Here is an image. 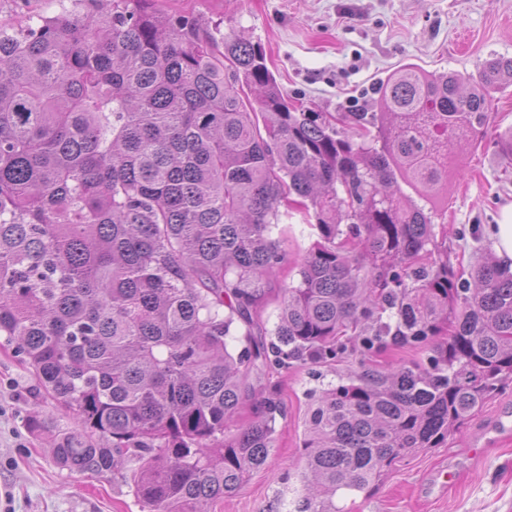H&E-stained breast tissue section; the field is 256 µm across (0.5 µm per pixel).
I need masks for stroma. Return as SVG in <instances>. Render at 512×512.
I'll list each match as a JSON object with an SVG mask.
<instances>
[{
	"instance_id": "35a3bbf8",
	"label": "stroma",
	"mask_w": 512,
	"mask_h": 512,
	"mask_svg": "<svg viewBox=\"0 0 512 512\" xmlns=\"http://www.w3.org/2000/svg\"><path fill=\"white\" fill-rule=\"evenodd\" d=\"M231 37L245 35L267 57L290 101L315 112H347L374 98L380 79L407 64L431 73L478 75L493 57H512V0H155ZM512 131V84L492 93L486 134L449 161L448 226L442 243L459 268L493 251L483 227L512 203V165L499 140ZM348 361L252 374L256 397L274 398L275 442L266 464L210 512H288L287 475L300 470L312 390L336 381ZM512 412V385L487 400L441 448L420 450L364 495L336 497L341 512H512V429L487 441ZM45 423L30 430L27 420ZM73 423L0 338V512H141L120 475L59 466L51 453ZM454 472V483L444 475Z\"/></svg>"
}]
</instances>
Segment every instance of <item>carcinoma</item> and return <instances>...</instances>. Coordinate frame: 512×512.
<instances>
[{
	"instance_id": "1",
	"label": "carcinoma",
	"mask_w": 512,
	"mask_h": 512,
	"mask_svg": "<svg viewBox=\"0 0 512 512\" xmlns=\"http://www.w3.org/2000/svg\"><path fill=\"white\" fill-rule=\"evenodd\" d=\"M479 80L405 65L380 111L288 103L263 52L153 0H73L0 21V337L74 426L56 462L119 472L141 512H209L273 447L276 404L228 435L269 355L349 370L312 404L290 512H341L386 469L438 448L512 379V268L441 257L448 154L485 135ZM315 241L288 271L292 219ZM280 298L268 332L260 312ZM275 342L266 344L267 334ZM246 337L236 351L229 340ZM425 353L421 350L407 346H395L387 350L373 353L365 359L367 368L383 371L391 366L412 365L421 362Z\"/></svg>"
}]
</instances>
